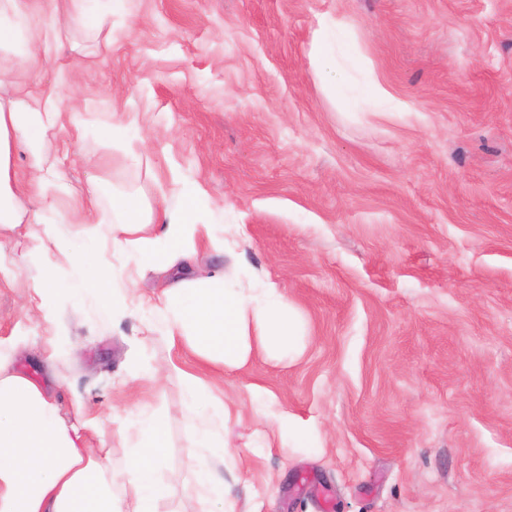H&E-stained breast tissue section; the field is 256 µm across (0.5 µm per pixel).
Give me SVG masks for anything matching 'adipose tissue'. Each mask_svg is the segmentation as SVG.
Segmentation results:
<instances>
[{
  "mask_svg": "<svg viewBox=\"0 0 512 512\" xmlns=\"http://www.w3.org/2000/svg\"><path fill=\"white\" fill-rule=\"evenodd\" d=\"M42 0H0V47L23 45L31 66L50 58L71 27L73 18L58 16L42 37L26 36ZM351 29L343 18H323L310 49L317 77L327 81L334 97L346 95L333 75L341 68L345 40ZM10 86V97H0V226L14 228L30 221L31 237L55 243L69 263L72 277L62 283L42 281L43 320L55 318L52 300L64 295L96 296L105 317L127 312L123 295L114 293L108 274L86 273L87 237L62 239L57 223L46 221L56 212L61 195L70 189L48 161L47 134L58 125V92H42L14 82L12 68L0 62V88ZM23 142L29 153V175L19 180L11 167L13 142ZM22 194L34 196L38 207L24 216L14 205ZM114 248L125 253L139 270L174 271L175 282L150 308L151 331L183 346L204 365L228 370L243 368L260 351L297 353L300 324L287 296L272 285L243 290L233 287L223 269L200 270L194 258L202 243L217 251L224 241L202 221L194 196H183L175 208L156 211L137 195L113 198ZM144 438L130 449L127 478L109 477L107 448L88 447L78 429L67 427L41 385L15 370L9 353L0 351V512H159L163 487L156 468L166 448V421L155 412H141L131 421Z\"/></svg>",
  "mask_w": 512,
  "mask_h": 512,
  "instance_id": "adipose-tissue-1",
  "label": "adipose tissue"
}]
</instances>
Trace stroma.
Returning a JSON list of instances; mask_svg holds the SVG:
<instances>
[{
  "instance_id": "obj_1",
  "label": "stroma",
  "mask_w": 512,
  "mask_h": 512,
  "mask_svg": "<svg viewBox=\"0 0 512 512\" xmlns=\"http://www.w3.org/2000/svg\"><path fill=\"white\" fill-rule=\"evenodd\" d=\"M327 16L353 24L352 77L399 111L327 96L309 64ZM74 58L61 112L145 138L134 166L98 134L50 137L67 185L97 198L90 263L132 305L112 321L93 298L60 299L46 324L35 287L71 268L28 225L1 229L16 277L0 281V346L89 447L111 442L115 481L141 437L111 416L150 406L167 414L161 472L177 478L160 512H189L206 463L235 512H512V0H137L111 29L72 27L43 87ZM116 191L202 198L231 249L201 247L198 264L279 288L304 324L300 355L203 369L150 337L171 276L113 249ZM142 353L173 370L138 376ZM186 372L223 401L232 464L190 455Z\"/></svg>"
}]
</instances>
